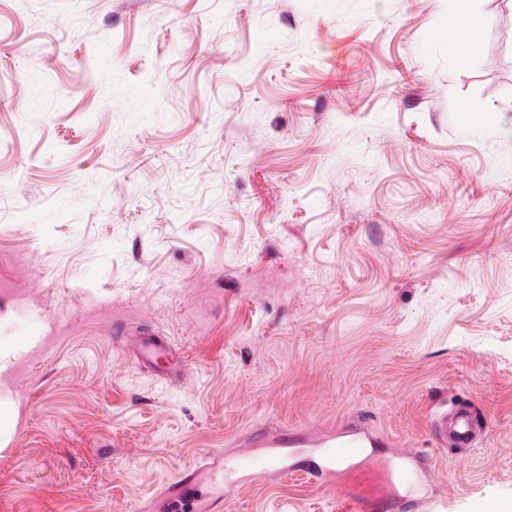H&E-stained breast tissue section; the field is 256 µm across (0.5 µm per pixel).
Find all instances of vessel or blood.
Returning <instances> with one entry per match:
<instances>
[{
  "mask_svg": "<svg viewBox=\"0 0 512 512\" xmlns=\"http://www.w3.org/2000/svg\"><path fill=\"white\" fill-rule=\"evenodd\" d=\"M133 346L138 359L161 375L183 369L182 356L166 337L145 332L135 339ZM431 429L440 448H470L482 437L471 408L460 403L448 410H438ZM244 444V450L235 455L213 453L200 465L182 470L152 498L151 512H223L225 491L214 487L211 476L215 473L228 475L225 490L244 484H263L291 472L319 483H332L343 469L361 468L366 449L374 447L376 441L366 433L353 430L338 433L326 429L313 434L264 430L251 434ZM393 468L402 489L386 496L385 501L393 512H399L410 494L416 492L424 469L415 452L398 455Z\"/></svg>",
  "mask_w": 512,
  "mask_h": 512,
  "instance_id": "1",
  "label": "vessel or blood"
}]
</instances>
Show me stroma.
<instances>
[{
  "label": "stroma",
  "mask_w": 512,
  "mask_h": 512,
  "mask_svg": "<svg viewBox=\"0 0 512 512\" xmlns=\"http://www.w3.org/2000/svg\"><path fill=\"white\" fill-rule=\"evenodd\" d=\"M472 8L471 53L450 0H0V512H144L251 432L349 424L426 459L406 512L512 506V0ZM458 398L483 441L438 448ZM133 342L138 359L161 375L183 370V356L171 345L166 337L151 332H140Z\"/></svg>",
  "instance_id": "stroma-1"
}]
</instances>
